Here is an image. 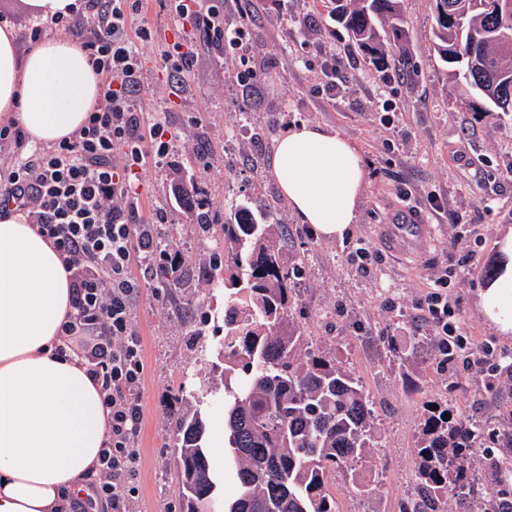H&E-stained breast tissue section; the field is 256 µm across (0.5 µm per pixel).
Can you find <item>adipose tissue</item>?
Instances as JSON below:
<instances>
[{"instance_id":"1","label":"adipose tissue","mask_w":512,"mask_h":512,"mask_svg":"<svg viewBox=\"0 0 512 512\" xmlns=\"http://www.w3.org/2000/svg\"><path fill=\"white\" fill-rule=\"evenodd\" d=\"M99 76L72 40L44 36L20 53L0 26V116L17 119L30 144L76 134L99 94ZM270 172L302 223L344 240L367 183L361 153L337 130L288 128ZM499 274L480 309L512 332V233L500 242ZM72 311L69 275L23 214L0 215V512H67L69 498L96 475L107 439L103 395L73 352H59Z\"/></svg>"}]
</instances>
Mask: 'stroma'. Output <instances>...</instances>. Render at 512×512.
<instances>
[{
	"label": "stroma",
	"mask_w": 512,
	"mask_h": 512,
	"mask_svg": "<svg viewBox=\"0 0 512 512\" xmlns=\"http://www.w3.org/2000/svg\"><path fill=\"white\" fill-rule=\"evenodd\" d=\"M405 53L389 52L375 69L322 0H226L224 20L242 29L240 46L218 49L200 41L170 14L166 0H144L142 15L153 31L141 44L143 84L133 99L143 131L164 123L167 152L148 158L137 172L143 223L163 212L160 242H174L181 256L172 288L145 282L131 307L142 339L144 418L137 446L141 466L135 512H181L175 441L170 411L197 408L221 416L222 361L215 353L224 324V291L212 283L211 255L223 249L216 232L203 231L171 193L175 172L193 179L210 204L213 223L245 200L253 210L273 213L289 258L304 257L294 318L322 348L336 354L374 403L380 446L370 467L381 478L369 495L354 496L350 478L339 472L330 487L339 512H403L418 503V440L434 406L463 412L496 428L495 442L473 452L483 492L512 494V477L501 478L487 457L512 455V335L499 334L480 312L479 294L490 279L499 241L512 232V134L479 120L449 75L432 42L429 0H404ZM194 50L183 82L166 68L174 43ZM346 66L336 92L323 93V64L331 57ZM251 69L255 82L242 83ZM393 123L384 125L381 110ZM337 129L365 156L369 183L351 235L331 241L300 223L269 174L279 136L292 125ZM441 198L433 211L430 195ZM419 207L432 227L422 253L400 258L382 250L376 229L398 209ZM476 230L481 245L463 262L454 246L449 216ZM377 255L369 269L353 260L357 248ZM459 284L448 301L463 319L466 347L454 362L439 351L434 330L416 304L444 268ZM419 345H411V335Z\"/></svg>",
	"instance_id": "obj_1"
}]
</instances>
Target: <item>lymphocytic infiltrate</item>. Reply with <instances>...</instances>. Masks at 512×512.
Masks as SVG:
<instances>
[{"label":"lymphocytic infiltrate","mask_w":512,"mask_h":512,"mask_svg":"<svg viewBox=\"0 0 512 512\" xmlns=\"http://www.w3.org/2000/svg\"><path fill=\"white\" fill-rule=\"evenodd\" d=\"M167 2L172 14L191 22L201 39L238 43L239 30L224 23V0ZM140 8L141 0H83L80 13L55 19L59 35L79 42L101 78L99 98L75 137L32 150L17 120L0 123V144L19 153L0 173V212L13 208L26 214L62 256L74 309L63 325L67 346L84 359L110 410V436L98 476L87 497L73 502L72 512L98 506L106 512H133L144 363L131 305L142 279L180 260L177 250L161 249L148 225L137 220L139 187L133 171L166 150L160 130L141 134L131 101L133 89L143 82L135 44L152 39L147 22L137 19ZM135 263L143 270L142 279L131 275ZM455 276L452 269L439 276L435 291L418 304L448 356L453 353L449 338L463 330L441 294L452 287Z\"/></svg>","instance_id":"obj_1"}]
</instances>
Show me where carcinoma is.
Wrapping results in <instances>:
<instances>
[{"label":"carcinoma","mask_w":512,"mask_h":512,"mask_svg":"<svg viewBox=\"0 0 512 512\" xmlns=\"http://www.w3.org/2000/svg\"><path fill=\"white\" fill-rule=\"evenodd\" d=\"M432 36L450 75L472 110L500 112L495 96L512 79V45L498 38V0H430ZM330 16L375 68L385 65L383 33L403 41V0H327ZM479 55L488 72L476 70ZM272 215L241 202L230 208L224 238L235 245L224 266V457L235 467V492L219 494L206 449L208 419L200 411L169 414L178 448L182 512H338L330 477L351 476L358 495L369 492L357 474L380 447L373 403L361 381L313 345L293 318L298 266L288 263L272 233ZM482 431L448 409L430 412L421 429L418 476L438 503L474 494L470 443Z\"/></svg>","instance_id":"cac0c4a2"}]
</instances>
